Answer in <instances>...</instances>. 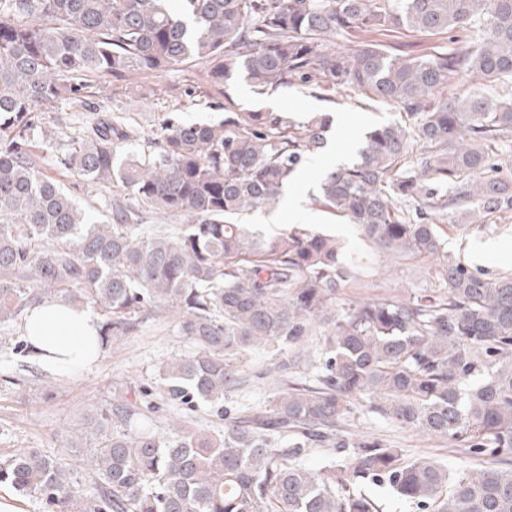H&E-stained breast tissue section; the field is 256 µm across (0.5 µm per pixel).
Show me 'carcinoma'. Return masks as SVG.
<instances>
[{
  "label": "carcinoma",
  "mask_w": 512,
  "mask_h": 512,
  "mask_svg": "<svg viewBox=\"0 0 512 512\" xmlns=\"http://www.w3.org/2000/svg\"><path fill=\"white\" fill-rule=\"evenodd\" d=\"M0 0V324L41 302L93 308L98 343L138 330L140 314L176 315L193 351L159 369V396L187 407L246 384L239 354L296 345L328 325L317 385L290 381L265 404L224 416L214 434L184 420L145 423L136 393L71 424L94 440L75 477L68 449L0 455V485L47 512H382L366 485L419 512H512V275L448 260V292L368 297L332 311L350 277L335 237L296 226L276 236L242 223L274 204L327 145L331 115L227 112L216 124L167 117L149 159H117L139 132L99 121L58 157L84 180L119 187L189 224L149 230L116 202L113 220L79 208L34 159L43 109L91 106L89 75L123 80L190 59L221 84L330 85L398 105L413 126L367 131L358 158L328 170L318 201L390 258L442 253L440 223L512 213V0ZM391 28L448 34L454 48L414 54L336 39ZM489 92L436 98L454 77ZM361 407L451 441L481 465L452 471L352 434ZM347 453L318 469L307 450Z\"/></svg>",
  "instance_id": "carcinoma-1"
}]
</instances>
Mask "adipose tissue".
I'll return each instance as SVG.
<instances>
[{"instance_id":"adipose-tissue-1","label":"adipose tissue","mask_w":512,"mask_h":512,"mask_svg":"<svg viewBox=\"0 0 512 512\" xmlns=\"http://www.w3.org/2000/svg\"><path fill=\"white\" fill-rule=\"evenodd\" d=\"M27 349L46 372L73 375L96 366L99 320L90 311L60 302L28 308L23 317Z\"/></svg>"}]
</instances>
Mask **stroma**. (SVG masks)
<instances>
[{"label": "stroma", "mask_w": 512, "mask_h": 512, "mask_svg": "<svg viewBox=\"0 0 512 512\" xmlns=\"http://www.w3.org/2000/svg\"><path fill=\"white\" fill-rule=\"evenodd\" d=\"M208 71L207 62L192 59L171 69L132 76L130 83L139 87L135 98L126 96V83L97 77L93 80L97 88L93 108L62 106L45 113L43 124L51 132L64 128L65 141L69 144L85 138L101 117L136 126L144 135L137 141L135 151L145 157L153 153L152 139L167 116L216 123L223 120L229 109L284 112L297 120L313 112H327L333 118L327 149L336 155L338 162L348 163L356 159L365 131L400 120L402 115L401 108L395 105L365 106L361 98L342 88L313 93L289 86L260 94L241 78L215 84ZM55 155V148L40 145L35 160L63 185L78 206L96 220H110L113 199L125 197L122 189L88 188L75 172L59 167ZM325 170L322 155L310 156L296 171L291 185L303 197L305 210L315 217L313 230L335 235L343 243L346 257L353 261L348 281L336 293L337 305L375 294L405 296L422 289L445 290L444 281L436 273L438 258L388 261L346 219L326 213L317 201L318 183ZM442 242L444 253L461 259L472 269L491 275L512 274V214L484 224L444 226ZM192 350V345L177 335L169 316L153 314L145 318L136 335L113 340L104 348L100 361L91 370L68 377L54 376L31 359L21 325L1 324L0 453L37 448L53 455L66 447L73 464H80L88 456L91 444L86 441L81 447H72L70 423L90 406L111 402L114 395L153 390L160 367ZM244 358L248 384L227 392L223 405L198 404L195 409L198 424L221 432L226 413L262 404L270 397L272 389L266 373L277 360L276 346L250 350ZM350 428L401 449L408 460L429 456L457 470L474 465L472 459L451 447L448 440L398 427L360 409L352 414Z\"/></svg>", "instance_id": "35a3bbf8"}]
</instances>
